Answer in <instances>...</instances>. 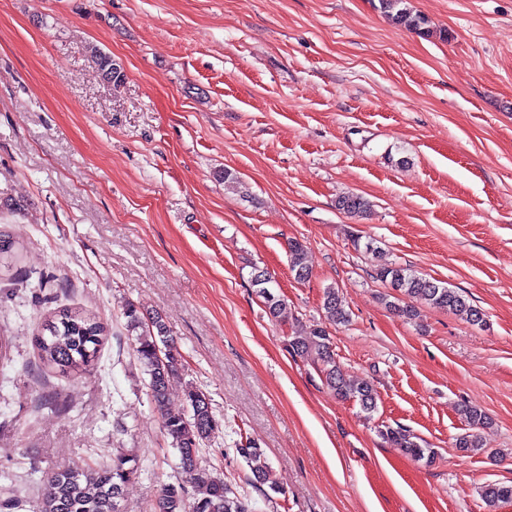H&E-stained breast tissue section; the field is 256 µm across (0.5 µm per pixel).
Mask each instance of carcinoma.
<instances>
[{
    "label": "carcinoma",
    "instance_id": "cac0c4a2",
    "mask_svg": "<svg viewBox=\"0 0 512 512\" xmlns=\"http://www.w3.org/2000/svg\"><path fill=\"white\" fill-rule=\"evenodd\" d=\"M378 9L394 23L409 30L425 32L427 20L414 14L406 6V0H378ZM98 69L115 85L122 82L121 69L108 72L114 65L112 57L94 51ZM338 207L351 217L367 212L368 202L357 194L339 198ZM290 270L299 281L310 277L306 264V248L297 241L288 242ZM377 279L385 287L397 292L394 300L387 301L398 316L407 320L417 317L410 299L461 315L472 324L484 321L482 311L468 302L459 291L440 281L420 276L400 266H382L377 269ZM251 283L262 298L266 313L276 322L289 319L287 304L272 286L271 275L254 270ZM323 307L339 324L349 322L338 290L327 288L323 293ZM126 329L134 337L137 359L149 376L148 390L151 401L163 409L168 401L172 383L179 377L183 364L170 330L162 315L145 314L128 302L123 308ZM105 339V325L96 316L71 307H64L42 323L33 342L43 364L69 376L87 371L98 357ZM288 349L295 355L310 357L325 378L327 386L343 401H355L362 412L371 416L377 411V393L366 379L351 380L343 376L336 363L329 332L322 327L307 328L294 325L287 339ZM184 396L189 405L186 415H163V428L172 439V445L180 457L184 478L175 484H164L157 495L154 512H250L248 505L231 496L224 479L217 477L196 464V453L201 443L208 439L217 427L209 402L203 393L188 385ZM469 431L456 438V447L479 450L485 447L478 430L490 424V418L478 407L463 405L459 409ZM383 440L418 462L430 464L435 451L424 440L409 430L398 426H386L379 430ZM251 467L257 482H267L268 466L264 454L256 446L237 449ZM138 477L136 461L123 454L112 456L107 466H85L52 473L43 480L41 497L35 512H118V502L126 486ZM490 504L512 500V484H488L482 491Z\"/></svg>",
    "mask_w": 512,
    "mask_h": 512
}]
</instances>
